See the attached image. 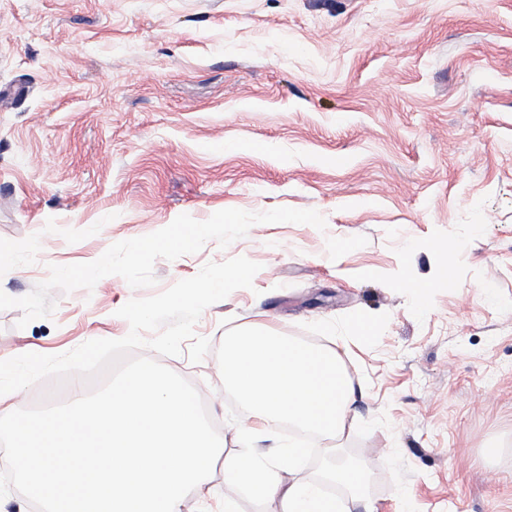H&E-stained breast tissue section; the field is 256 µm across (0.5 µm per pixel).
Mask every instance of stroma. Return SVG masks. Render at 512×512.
Wrapping results in <instances>:
<instances>
[{
	"label": "stroma",
	"mask_w": 512,
	"mask_h": 512,
	"mask_svg": "<svg viewBox=\"0 0 512 512\" xmlns=\"http://www.w3.org/2000/svg\"><path fill=\"white\" fill-rule=\"evenodd\" d=\"M0 249V360L122 338L129 299L259 263L202 313L203 361L163 360L223 457L248 421L224 338L260 328L335 346L376 512H512V0H0ZM223 457L181 512H224ZM196 237L194 232L187 228L178 230L177 234L172 235L170 238H164L156 243H145L139 247V252L142 255L155 251L158 246L169 248L170 246L174 250H185L193 245Z\"/></svg>",
	"instance_id": "stroma-1"
}]
</instances>
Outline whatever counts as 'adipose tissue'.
<instances>
[{"label":"adipose tissue","mask_w":512,"mask_h":512,"mask_svg":"<svg viewBox=\"0 0 512 512\" xmlns=\"http://www.w3.org/2000/svg\"><path fill=\"white\" fill-rule=\"evenodd\" d=\"M224 380L243 399L252 426L237 435L239 454L224 462L225 482L232 487L224 512H237L234 492L257 494L270 512H350L346 499L326 493L325 482L344 486L358 496L363 468L342 461L335 441L344 432L354 398L348 373L335 348L311 346L257 330L224 338ZM283 423L314 432L328 440L330 461L324 482L295 477L302 455L291 444L267 455L254 452L258 425Z\"/></svg>","instance_id":"1"}]
</instances>
